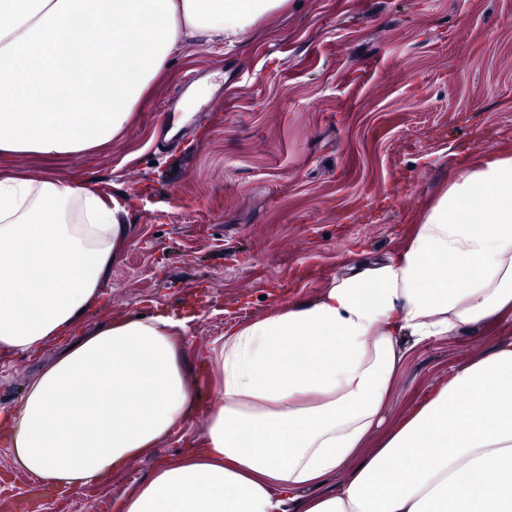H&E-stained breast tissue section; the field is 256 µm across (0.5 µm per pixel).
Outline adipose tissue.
Returning a JSON list of instances; mask_svg holds the SVG:
<instances>
[{"label":"adipose tissue","instance_id":"ef3b65f1","mask_svg":"<svg viewBox=\"0 0 512 512\" xmlns=\"http://www.w3.org/2000/svg\"><path fill=\"white\" fill-rule=\"evenodd\" d=\"M283 3L0 0V353L67 340L0 418L27 473L69 490L117 476L196 396L178 344L187 316L159 306L69 340L133 242L129 211L10 159L112 142L188 40L242 42ZM510 322L504 149L453 179L396 257L226 337L200 447L119 512H512V340L387 418L410 347Z\"/></svg>","mask_w":512,"mask_h":512}]
</instances>
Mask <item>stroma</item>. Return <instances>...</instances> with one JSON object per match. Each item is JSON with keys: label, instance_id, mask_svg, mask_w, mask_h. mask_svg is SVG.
I'll return each instance as SVG.
<instances>
[{"label": "stroma", "instance_id": "obj_1", "mask_svg": "<svg viewBox=\"0 0 512 512\" xmlns=\"http://www.w3.org/2000/svg\"><path fill=\"white\" fill-rule=\"evenodd\" d=\"M210 93L186 121L181 99ZM174 137H167L171 126ZM512 148V0H288L249 38L171 59L136 122L106 147L16 164L93 180L129 210L122 253L82 326L200 302L182 338L197 409L125 472L46 495L0 442V512H118L208 424L213 359L230 330L282 298L315 299L354 250L404 247L440 190L475 157ZM512 330L414 348L388 409L400 416L449 371ZM60 343L0 356V412L19 406Z\"/></svg>", "mask_w": 512, "mask_h": 512}]
</instances>
